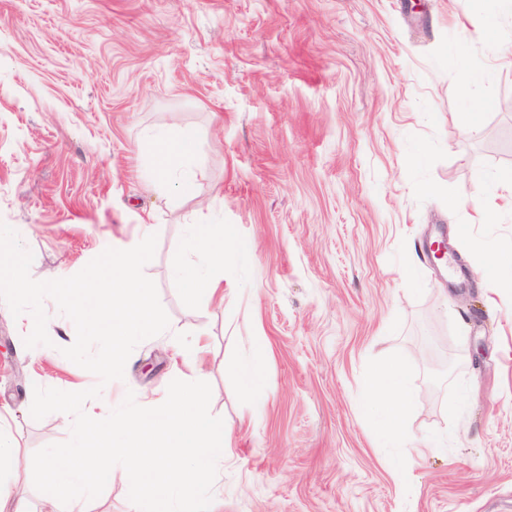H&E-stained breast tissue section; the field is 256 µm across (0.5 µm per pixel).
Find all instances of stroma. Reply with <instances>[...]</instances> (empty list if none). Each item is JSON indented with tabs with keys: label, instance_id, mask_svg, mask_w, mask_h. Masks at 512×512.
Segmentation results:
<instances>
[{
	"label": "stroma",
	"instance_id": "35a3bbf8",
	"mask_svg": "<svg viewBox=\"0 0 512 512\" xmlns=\"http://www.w3.org/2000/svg\"><path fill=\"white\" fill-rule=\"evenodd\" d=\"M511 45L496 0H0V221L32 278L158 236L144 273L170 326L86 413L208 382L236 443L210 512H512V206L448 197L512 179V69L485 68ZM159 130L194 138L192 195L153 193ZM192 224L230 231L223 303L175 276ZM441 238L456 278L426 251ZM44 309L51 343L28 349L31 316L0 301V435L22 462L0 485L32 512V457L72 425L34 420V387L98 382ZM384 361L408 371L403 443L365 407Z\"/></svg>",
	"mask_w": 512,
	"mask_h": 512
}]
</instances>
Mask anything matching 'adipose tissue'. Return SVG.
Segmentation results:
<instances>
[{
  "label": "adipose tissue",
  "mask_w": 512,
  "mask_h": 512,
  "mask_svg": "<svg viewBox=\"0 0 512 512\" xmlns=\"http://www.w3.org/2000/svg\"><path fill=\"white\" fill-rule=\"evenodd\" d=\"M195 150L191 137H167L162 139L156 153L158 179L154 191L159 197H167L171 187H179L190 193L193 184L189 180L174 181V173L180 169L183 159ZM183 247L194 257L192 274L187 280L186 295L189 300L199 296L223 298L224 285L219 275L224 267V227L220 224H195L183 240ZM367 393L382 397V408L387 418V431L394 438H401V422L411 405L407 387V372L403 364L386 363L377 368L368 382Z\"/></svg>",
  "instance_id": "adipose-tissue-1"
}]
</instances>
